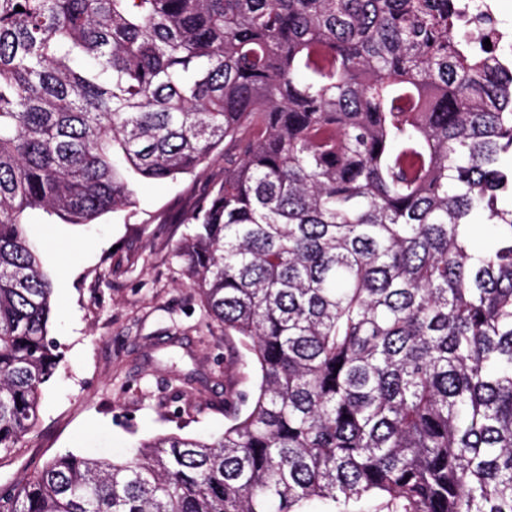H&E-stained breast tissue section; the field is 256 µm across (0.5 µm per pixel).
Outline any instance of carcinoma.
Masks as SVG:
<instances>
[{"instance_id":"obj_1","label":"carcinoma","mask_w":512,"mask_h":512,"mask_svg":"<svg viewBox=\"0 0 512 512\" xmlns=\"http://www.w3.org/2000/svg\"><path fill=\"white\" fill-rule=\"evenodd\" d=\"M218 149L174 257L243 350L224 433L58 453L0 512H512V63L458 0H0V455L60 364L23 213Z\"/></svg>"}]
</instances>
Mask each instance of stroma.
Wrapping results in <instances>:
<instances>
[{
	"label": "stroma",
	"mask_w": 512,
	"mask_h": 512,
	"mask_svg": "<svg viewBox=\"0 0 512 512\" xmlns=\"http://www.w3.org/2000/svg\"><path fill=\"white\" fill-rule=\"evenodd\" d=\"M223 176L218 152L176 180L136 183L135 207L93 224L24 213L55 286L48 336L61 363L42 390L37 426L0 458V484L21 481L60 452L118 458L158 434L223 432L225 399L245 390L239 352L209 335L172 256L187 231L184 216ZM188 401L202 407L192 419L176 413Z\"/></svg>",
	"instance_id": "35a3bbf8"
}]
</instances>
